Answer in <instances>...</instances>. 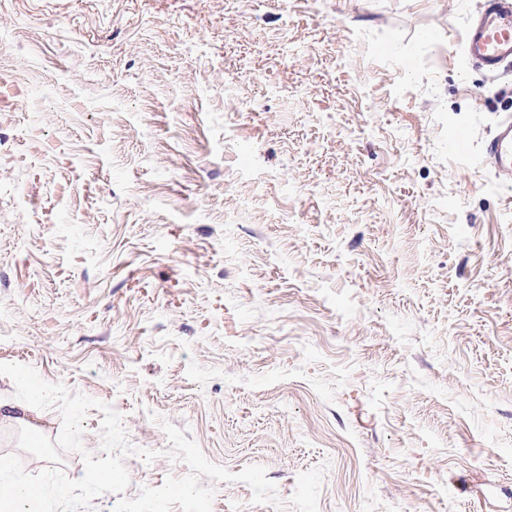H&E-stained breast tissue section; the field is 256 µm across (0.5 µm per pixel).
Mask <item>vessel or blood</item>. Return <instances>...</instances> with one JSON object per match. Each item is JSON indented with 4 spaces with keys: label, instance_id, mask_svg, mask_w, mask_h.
Wrapping results in <instances>:
<instances>
[{
    "label": "vessel or blood",
    "instance_id": "vessel-or-blood-1",
    "mask_svg": "<svg viewBox=\"0 0 512 512\" xmlns=\"http://www.w3.org/2000/svg\"><path fill=\"white\" fill-rule=\"evenodd\" d=\"M465 51L490 74L512 65V0H490L481 18L469 27ZM485 159L498 173L512 175L511 119L499 125Z\"/></svg>",
    "mask_w": 512,
    "mask_h": 512
}]
</instances>
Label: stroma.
<instances>
[{
  "label": "stroma",
  "instance_id": "stroma-1",
  "mask_svg": "<svg viewBox=\"0 0 512 512\" xmlns=\"http://www.w3.org/2000/svg\"><path fill=\"white\" fill-rule=\"evenodd\" d=\"M483 4L0 0V363L121 415L86 512H512Z\"/></svg>",
  "mask_w": 512,
  "mask_h": 512
}]
</instances>
